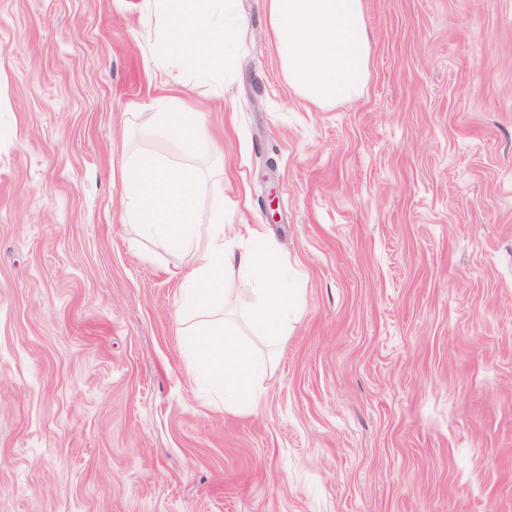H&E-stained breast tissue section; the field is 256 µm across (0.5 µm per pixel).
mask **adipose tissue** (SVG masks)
<instances>
[{"mask_svg": "<svg viewBox=\"0 0 512 512\" xmlns=\"http://www.w3.org/2000/svg\"><path fill=\"white\" fill-rule=\"evenodd\" d=\"M163 23L155 33L166 61L184 60L200 72L223 70L224 37L244 39L246 29L221 21L224 0H155ZM268 31L289 87L307 103L324 108L357 96L366 81L371 45L364 0H263ZM153 137L193 144L207 137L194 112H157ZM125 219L165 250L191 253L188 303L212 315L223 297L224 273L238 271L253 283L247 321L253 334L278 345L288 328L294 292L283 284L288 263L264 246L258 228L228 224L223 217L199 221L200 175L153 155L129 159L122 173ZM191 356L198 374L223 384L241 404L261 393V363L232 322L206 321L196 331Z\"/></svg>", "mask_w": 512, "mask_h": 512, "instance_id": "adipose-tissue-1", "label": "adipose tissue"}]
</instances>
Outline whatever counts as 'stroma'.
Segmentation results:
<instances>
[{"label":"stroma","mask_w":512,"mask_h":512,"mask_svg":"<svg viewBox=\"0 0 512 512\" xmlns=\"http://www.w3.org/2000/svg\"><path fill=\"white\" fill-rule=\"evenodd\" d=\"M365 8L321 109L262 0L220 87L155 71L154 0H0V512H512V0ZM174 96L222 155L141 134ZM136 153L288 259L251 409L194 375L191 257L124 220Z\"/></svg>","instance_id":"1"}]
</instances>
